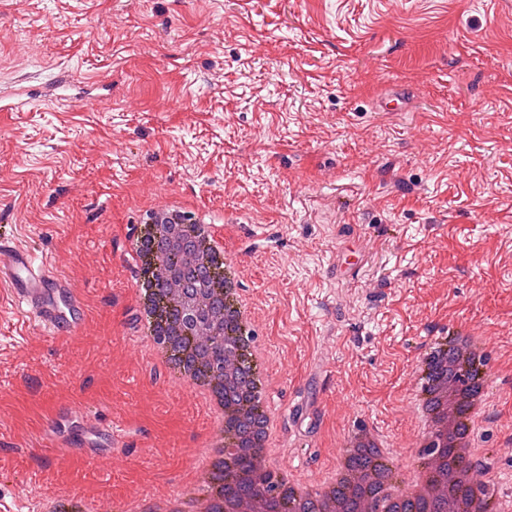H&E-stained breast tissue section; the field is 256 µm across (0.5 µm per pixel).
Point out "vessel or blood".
Wrapping results in <instances>:
<instances>
[{
  "instance_id": "b4317fda",
  "label": "vessel or blood",
  "mask_w": 512,
  "mask_h": 512,
  "mask_svg": "<svg viewBox=\"0 0 512 512\" xmlns=\"http://www.w3.org/2000/svg\"><path fill=\"white\" fill-rule=\"evenodd\" d=\"M68 71L57 72L44 86L23 87L11 95L0 94V112H16L35 99L59 100L73 90ZM0 282L7 287V298L23 313L28 324L39 327L52 339L73 335L85 317L81 294L53 270L51 263L30 252L14 249L0 241ZM85 415L82 407L74 406L57 413L44 424L42 446L70 450L80 443L86 460H95L110 451L122 436L117 422L104 429H82Z\"/></svg>"
}]
</instances>
